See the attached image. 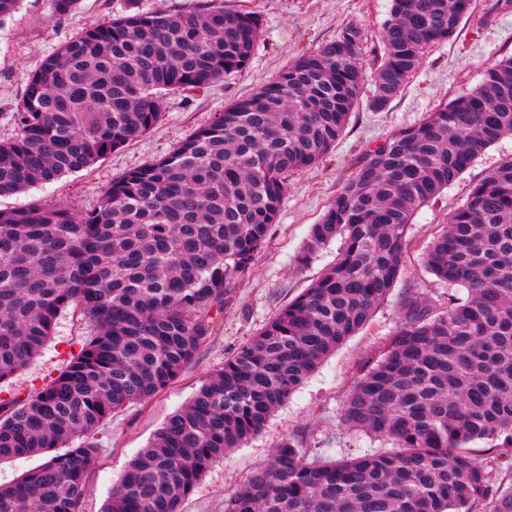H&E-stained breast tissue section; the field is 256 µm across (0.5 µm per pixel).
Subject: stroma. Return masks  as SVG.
Masks as SVG:
<instances>
[{"instance_id": "stroma-1", "label": "stroma", "mask_w": 512, "mask_h": 512, "mask_svg": "<svg viewBox=\"0 0 512 512\" xmlns=\"http://www.w3.org/2000/svg\"><path fill=\"white\" fill-rule=\"evenodd\" d=\"M144 7L176 13L189 7L255 13L262 33L248 67L224 78L207 91L166 94L158 124L145 135L80 172L0 197V209L42 203L77 211L95 208L113 180L164 156L206 124L214 112L273 80L292 60L317 52L333 41L345 25L362 31L360 59L374 69L383 53L382 30L389 0H142ZM486 0H475L472 16L448 42L426 49L420 66L401 94L381 111L369 101L374 88L365 84L342 138L307 171L294 174L281 211L253 264L239 278L224 302L219 329L210 336L166 389L144 403L129 406L105 421L92 440L98 452L91 465L89 491L82 512H102L129 462L145 448L166 418L185 406L225 358L257 335L275 315L333 265L342 242L333 240L309 259L301 254L344 181L363 166L372 150L395 132L418 123L440 101L475 89L484 68L512 53V9L488 18ZM126 0H80L61 17L53 0H21L12 17L0 23V141L14 138L11 118L25 82L43 60L91 25L121 13ZM512 157V136L484 149L470 168L439 196L422 207L406 231V256L401 275L377 307L371 321L349 337L269 418L246 444L215 461L186 498L183 512H224V502L265 464L285 439L295 440L310 459H349L382 447L381 439L348 429L341 411L354 383L375 363L382 345L397 330L403 304L415 296L446 310L449 296L466 297L465 289H448L427 273L422 252L437 226L462 205L473 183L502 160ZM90 324L75 309L59 317L54 334L39 354L10 382L5 392H31L65 366L78 352Z\"/></svg>"}]
</instances>
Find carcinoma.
<instances>
[{"label": "carcinoma", "instance_id": "cac0c4a2", "mask_svg": "<svg viewBox=\"0 0 512 512\" xmlns=\"http://www.w3.org/2000/svg\"><path fill=\"white\" fill-rule=\"evenodd\" d=\"M473 0H391L371 105L384 109L424 49L452 38ZM258 16L222 7L167 13L129 0L27 78L18 135L0 142V196L92 166L147 133L173 90L246 69ZM348 24L318 52L236 100L164 157L132 170L87 212L0 210V383L79 308L93 331L34 392L0 396V461L58 449L0 486V512H81L112 414L184 369L254 262L291 174L342 136L365 70ZM512 135V56L369 154L314 225L301 260L340 236L334 265L210 375L131 461L104 512H181L212 462L272 413L397 282L415 213L484 148ZM424 267L467 291L448 308L408 297L380 360L341 421L391 444L341 461L282 441L224 512H512V158L476 183L426 246ZM491 442L487 457L470 444Z\"/></svg>", "mask_w": 512, "mask_h": 512}]
</instances>
